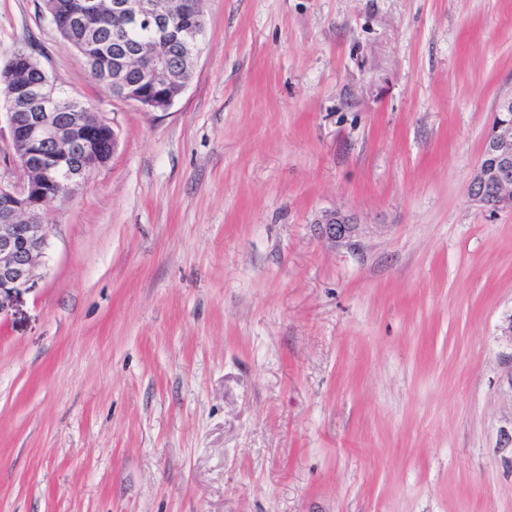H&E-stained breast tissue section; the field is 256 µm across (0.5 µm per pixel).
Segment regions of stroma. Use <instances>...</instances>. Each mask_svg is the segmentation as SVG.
Returning <instances> with one entry per match:
<instances>
[{
	"label": "stroma",
	"instance_id": "obj_1",
	"mask_svg": "<svg viewBox=\"0 0 512 512\" xmlns=\"http://www.w3.org/2000/svg\"><path fill=\"white\" fill-rule=\"evenodd\" d=\"M40 5L0 60L117 145L0 316V512H512V210L469 195L512 0H203L165 112ZM315 226L319 238L333 243L353 240L358 230L350 216L336 209L324 211Z\"/></svg>",
	"mask_w": 512,
	"mask_h": 512
}]
</instances>
